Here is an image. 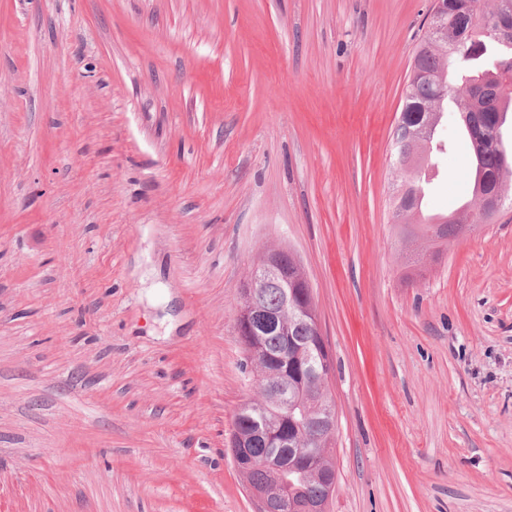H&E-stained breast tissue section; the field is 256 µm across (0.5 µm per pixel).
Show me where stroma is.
<instances>
[{"mask_svg":"<svg viewBox=\"0 0 512 512\" xmlns=\"http://www.w3.org/2000/svg\"><path fill=\"white\" fill-rule=\"evenodd\" d=\"M433 0H0V512H255L239 288L270 248L334 370L329 512H512V206L404 240ZM432 213L470 199L440 131Z\"/></svg>","mask_w":512,"mask_h":512,"instance_id":"1","label":"stroma"}]
</instances>
